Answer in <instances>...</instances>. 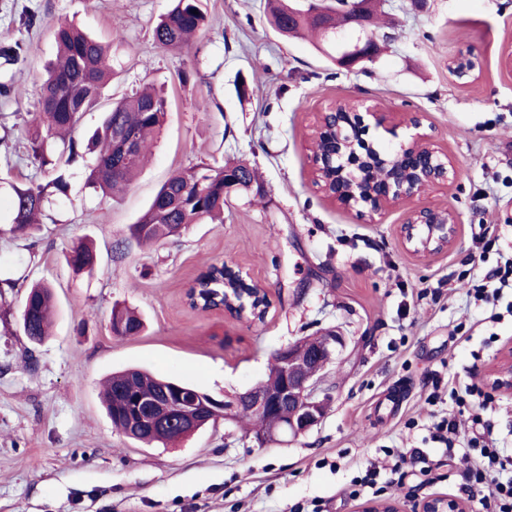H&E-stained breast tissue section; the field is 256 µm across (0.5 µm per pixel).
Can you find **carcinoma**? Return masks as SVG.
Listing matches in <instances>:
<instances>
[{"label":"carcinoma","mask_w":512,"mask_h":512,"mask_svg":"<svg viewBox=\"0 0 512 512\" xmlns=\"http://www.w3.org/2000/svg\"><path fill=\"white\" fill-rule=\"evenodd\" d=\"M268 21L272 28L286 38L320 33L322 22L309 13L294 10L288 0H268ZM206 14L202 0H174L153 29L155 43L164 49H180L191 36L205 25ZM58 47L56 63L48 70L39 85V112L30 121L29 133L32 158L44 170L57 173L51 181L64 194L67 182L59 173L60 159L70 163L84 153L94 154V163L87 176V185L105 195L130 183L143 165L148 139L158 134L167 112V100L159 93L144 89L112 104L102 124L92 135L82 140L75 131L84 113L97 106L103 86L114 76L110 44L94 39L67 21L55 29ZM0 57L9 65L27 63V48L21 41L0 47ZM119 130L132 132L137 140L135 157L123 160L114 141ZM241 175L242 189L255 181L252 168L244 164L198 169L173 174L157 191L145 212L130 227V234L139 243H153L175 237L191 224L204 221H224V170ZM46 201L42 185L13 187L11 199L13 232L27 235L40 224ZM67 264L77 274H93L96 254L91 241H81L67 255ZM224 264L211 263L196 278L190 298L192 304L203 308L224 304ZM55 314L52 287L44 282L31 284L26 293V307L20 315L21 328L27 339L43 343ZM115 336H137L144 328L141 318L129 308L116 304L110 320ZM180 387L184 398L196 395L197 390L180 382L156 377L138 368H127L112 374L105 381L104 401L114 427L141 444L167 445L197 433L164 424L151 433L135 432L130 428L128 414L131 401L152 398L170 385Z\"/></svg>","instance_id":"cac0c4a2"}]
</instances>
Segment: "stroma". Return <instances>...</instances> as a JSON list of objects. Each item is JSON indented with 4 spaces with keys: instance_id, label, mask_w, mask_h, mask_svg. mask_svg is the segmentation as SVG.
Listing matches in <instances>:
<instances>
[{
    "instance_id": "stroma-1",
    "label": "stroma",
    "mask_w": 512,
    "mask_h": 512,
    "mask_svg": "<svg viewBox=\"0 0 512 512\" xmlns=\"http://www.w3.org/2000/svg\"><path fill=\"white\" fill-rule=\"evenodd\" d=\"M172 0H0V45L29 47L15 70L0 61V512H357L371 488L351 482L371 465L395 480L392 453L440 459L433 419L451 408L429 404L434 377L485 380L512 347L505 303H474L457 275H483L512 251V72L501 47L512 42V0H380L370 27L380 54L338 67L334 46L317 37L286 39L267 21L268 0H203L207 25L189 48L163 50L153 28ZM34 27H27L28 17ZM68 21L112 45L115 76L78 133L89 136L113 101L153 85L168 101L165 124L129 188L112 200L86 188L92 155L65 168L67 194L48 199L39 229L11 231L12 188L44 184L26 119L35 88L56 55L53 30ZM473 53L469 82L449 58ZM351 103L385 112L365 117V139L388 150L409 138L406 120L453 164L447 184L386 210L360 215L311 183L318 112ZM244 162L250 189L226 199L220 224H192L152 246L129 227L175 172ZM416 206L459 217L451 248L417 256L399 229ZM491 224L500 251L471 262L475 236ZM93 242L92 276L66 262L79 240ZM123 243L115 254V243ZM221 260L268 293L264 321L191 309L184 292ZM49 283L57 315L44 343L20 328L25 292ZM136 309L137 336L113 335L114 304ZM501 312L498 340L485 344L480 319ZM472 331L470 340L461 329ZM346 347L317 385L328 402L320 423L284 444L259 445L243 421H217L175 447H147L118 433L100 398L108 374L139 367L229 397L263 380L283 345L326 330ZM421 484L406 466L393 496L418 512L429 496H457L463 467Z\"/></svg>"
}]
</instances>
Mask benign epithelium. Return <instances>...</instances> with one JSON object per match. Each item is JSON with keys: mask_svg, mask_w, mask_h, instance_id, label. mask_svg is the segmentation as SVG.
<instances>
[{"mask_svg": "<svg viewBox=\"0 0 512 512\" xmlns=\"http://www.w3.org/2000/svg\"><path fill=\"white\" fill-rule=\"evenodd\" d=\"M341 13L343 23L332 27L324 26L328 35L340 41L346 30L367 31L370 21L364 10L363 0H346ZM375 51L370 36L358 38L354 43L346 44L336 57V63L346 68L369 60ZM355 123L357 117L349 112H322L317 124L321 130L330 124L338 132L335 149L325 157V163L315 165V169H327L329 178L325 179V189L335 186L331 197L348 207H359L368 213L380 215L390 206L417 197L429 188L448 182L450 173L447 155L431 145L421 134L412 135L398 148L381 153L374 148L357 151V139L352 134L339 135L346 122ZM125 159L134 157L135 137L130 132H120L116 136ZM401 163L404 169L391 176L385 184L374 191V173L386 167ZM459 217L447 209L418 206L409 213L405 224L400 226V237L409 250L421 256L447 251L453 244ZM346 345L345 337L335 330L312 346L305 345L300 339L279 348L275 352L281 371V380L274 390L259 383L230 400H216L212 396L201 399L199 406H181L169 393L151 401L142 409L133 412V423L144 428L174 412L182 427L192 426L197 419L208 416L209 419L234 418L243 409L252 412L261 419L270 414H279L289 408L292 413L282 419L278 426L268 429L257 426L254 438L264 445L277 442L283 437H297L316 426L324 417L325 400L318 397L315 386L320 373L335 360ZM487 384L497 393H512V350L504 357L501 365L491 374ZM358 512H399L394 500H368L363 502ZM420 512H469L465 502L445 496H433L422 501Z\"/></svg>", "mask_w": 512, "mask_h": 512, "instance_id": "1", "label": "benign epithelium"}]
</instances>
